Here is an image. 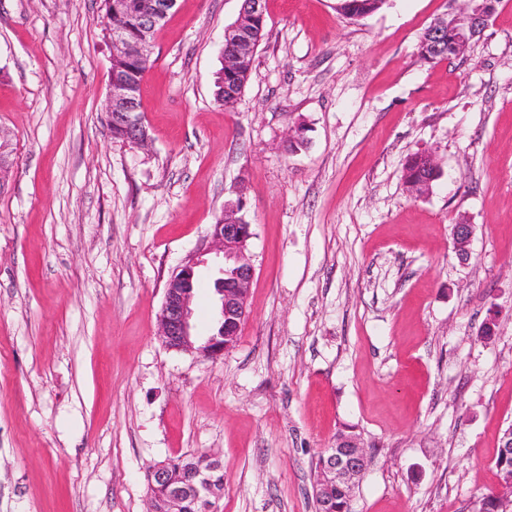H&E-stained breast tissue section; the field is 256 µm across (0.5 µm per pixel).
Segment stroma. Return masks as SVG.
<instances>
[{
    "instance_id": "1",
    "label": "stroma",
    "mask_w": 512,
    "mask_h": 512,
    "mask_svg": "<svg viewBox=\"0 0 512 512\" xmlns=\"http://www.w3.org/2000/svg\"><path fill=\"white\" fill-rule=\"evenodd\" d=\"M242 0H177L113 139L102 0H0V512H146L147 470L209 452L214 512H316L314 465L371 450L355 512H477L512 426V0L466 59L420 61L447 0H266L234 110ZM307 122L306 148L289 127ZM436 156L412 196L407 158ZM241 200L249 316L216 359L167 350L171 274ZM470 257L453 249L459 217ZM495 319L492 340L480 331ZM246 1L247 3L241 6L235 24L224 30V37L236 45L239 54L246 53L250 49L252 37L253 51L236 68L224 69L222 64L218 70L214 101L225 110L233 109L244 92L252 74L257 48L264 36L266 20L265 18H256L263 15L264 2L262 0H243V2ZM254 18L256 19L250 26L249 21ZM347 3L342 7L341 14L348 18L366 17L379 10L385 3L384 0H345Z\"/></svg>"
}]
</instances>
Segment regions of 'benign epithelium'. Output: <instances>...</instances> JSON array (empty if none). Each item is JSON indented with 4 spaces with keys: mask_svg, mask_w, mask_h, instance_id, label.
Segmentation results:
<instances>
[{
    "mask_svg": "<svg viewBox=\"0 0 512 512\" xmlns=\"http://www.w3.org/2000/svg\"><path fill=\"white\" fill-rule=\"evenodd\" d=\"M105 7V38L111 49L108 72V92L105 100L107 124L119 132L127 143L148 144V132L141 113L140 89L127 74L123 62L137 54L152 51L155 29L174 8L176 0H154L147 23L137 37L129 34L124 15V0H103ZM498 0H448L444 13L431 23L432 35L452 37L457 51H465L471 41L483 35L496 13ZM263 0H247L241 7L238 20L224 30V37L233 42L243 54L251 46L250 20L263 15ZM237 205L224 208V223L212 225L211 242L206 252L221 259L214 279L215 318L218 332L208 336L194 333V280L201 260L193 255L186 259L167 280L163 302L157 316L159 336L172 351L194 354L203 359H216L238 341L239 332L248 317L247 301L254 268L245 253L253 236L252 225L236 219ZM473 225L466 220L456 222L453 244L462 256L470 253ZM371 461L370 449L352 435H341L336 446L328 450L316 468L314 490L321 512H334L333 494L353 499L356 486ZM168 458L149 471L151 485L157 495L151 512H183L185 504L194 500L204 512H212L211 498L221 489L210 478L211 466L202 464L182 469Z\"/></svg>",
    "mask_w": 512,
    "mask_h": 512,
    "instance_id": "1",
    "label": "benign epithelium"
}]
</instances>
